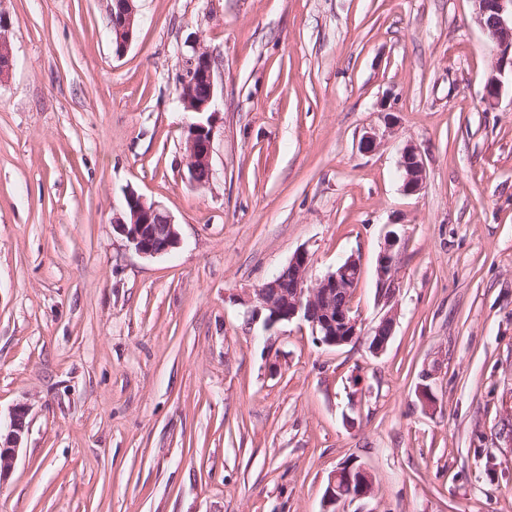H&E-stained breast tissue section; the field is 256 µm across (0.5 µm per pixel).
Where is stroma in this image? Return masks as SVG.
I'll use <instances>...</instances> for the list:
<instances>
[{"instance_id": "1", "label": "stroma", "mask_w": 512, "mask_h": 512, "mask_svg": "<svg viewBox=\"0 0 512 512\" xmlns=\"http://www.w3.org/2000/svg\"><path fill=\"white\" fill-rule=\"evenodd\" d=\"M108 5L0 0V427L19 404L30 421L0 512H323L351 464L373 492L338 512H512V87L483 104L471 0H138L120 56ZM199 49L218 84L202 187L179 84ZM130 190L179 247L145 257L113 230ZM392 224L382 354L249 320L303 249L313 281L359 257L351 306L375 326ZM10 23L6 14L0 11V83L11 75L14 68V53L9 37ZM403 172V190L409 195L418 193L422 189L426 177L423 161L416 147L408 144L404 147L399 163ZM401 237L394 231H389L385 238L382 250L377 258L376 278L378 289V302L388 307L395 294V275L397 259L400 252Z\"/></svg>"}]
</instances>
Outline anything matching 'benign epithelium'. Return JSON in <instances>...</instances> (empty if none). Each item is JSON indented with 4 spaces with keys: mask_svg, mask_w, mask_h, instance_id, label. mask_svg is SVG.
Returning a JSON list of instances; mask_svg holds the SVG:
<instances>
[{
    "mask_svg": "<svg viewBox=\"0 0 512 512\" xmlns=\"http://www.w3.org/2000/svg\"><path fill=\"white\" fill-rule=\"evenodd\" d=\"M137 0H112V47L116 55L124 54L134 38L137 26ZM474 21L484 30L493 45L495 70L512 68V0H472ZM10 23L0 11V83L11 75L14 53L9 37ZM215 62L202 50L187 61L181 78V104L184 110L200 115L187 128L186 151L190 180L203 186L213 177L212 144L215 117L216 81ZM500 95V82L491 76L485 86L483 103L496 105ZM402 171L403 191L409 195L422 189L426 177L423 161L416 147H404L399 163ZM117 232L146 257L172 251L180 245L176 223L170 213L155 202L131 190L125 195L123 213L114 217ZM401 237L390 231L377 258L376 278L378 302L387 307L395 294V275L400 252ZM310 257L307 251H296L288 264L270 280L255 289V297L248 300L251 319L264 317V325L271 328L281 322L301 319L307 322L317 339L328 346H343L365 337L374 354L382 353L394 330V313L388 310L378 324L370 330L362 329L347 303L361 278L362 266L356 257H349L322 279L309 280ZM29 408L17 406L11 413L9 432L0 442V482L12 471L23 435L28 431ZM366 476L368 471L359 466L337 470L324 493V512H336V505L349 499L340 484L353 485L356 475Z\"/></svg>",
    "mask_w": 512,
    "mask_h": 512,
    "instance_id": "obj_1",
    "label": "benign epithelium"
}]
</instances>
